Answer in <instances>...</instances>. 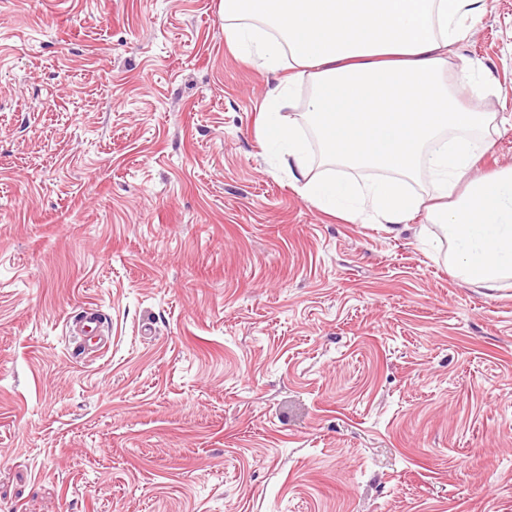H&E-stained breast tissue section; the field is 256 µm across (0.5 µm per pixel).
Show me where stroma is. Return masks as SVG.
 Wrapping results in <instances>:
<instances>
[{"mask_svg":"<svg viewBox=\"0 0 512 512\" xmlns=\"http://www.w3.org/2000/svg\"><path fill=\"white\" fill-rule=\"evenodd\" d=\"M220 2L0 0V512H512V284L304 200ZM453 66L512 166V0Z\"/></svg>","mask_w":512,"mask_h":512,"instance_id":"1","label":"stroma"}]
</instances>
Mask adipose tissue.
Instances as JSON below:
<instances>
[{"mask_svg":"<svg viewBox=\"0 0 512 512\" xmlns=\"http://www.w3.org/2000/svg\"><path fill=\"white\" fill-rule=\"evenodd\" d=\"M224 41L276 73L258 135L281 152L290 183L315 208L352 221L438 224L463 282L487 289L512 278V167L471 177L487 141L486 112L465 105L475 82L449 53L468 39L487 0H223ZM309 82L302 117L282 115ZM314 131L324 175H311ZM344 174H336V167ZM369 171L366 179L351 177ZM433 177L426 205L412 184Z\"/></svg>","mask_w":512,"mask_h":512,"instance_id":"obj_1","label":"adipose tissue"}]
</instances>
